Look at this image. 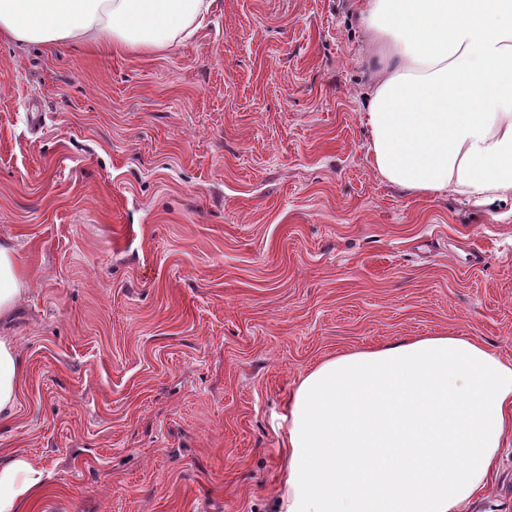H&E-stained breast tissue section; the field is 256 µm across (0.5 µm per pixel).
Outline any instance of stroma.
I'll use <instances>...</instances> for the list:
<instances>
[{
	"label": "stroma",
	"instance_id": "1",
	"mask_svg": "<svg viewBox=\"0 0 512 512\" xmlns=\"http://www.w3.org/2000/svg\"><path fill=\"white\" fill-rule=\"evenodd\" d=\"M356 0H215L150 54L0 33V243L28 291L0 448L31 512H274L282 416L341 353L512 361V204L384 180ZM468 512H512V446ZM32 462L0 452V512H29V504L46 483Z\"/></svg>",
	"mask_w": 512,
	"mask_h": 512
}]
</instances>
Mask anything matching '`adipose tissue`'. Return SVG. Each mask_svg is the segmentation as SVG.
Instances as JSON below:
<instances>
[{"mask_svg":"<svg viewBox=\"0 0 512 512\" xmlns=\"http://www.w3.org/2000/svg\"><path fill=\"white\" fill-rule=\"evenodd\" d=\"M211 0H0V33L151 52L201 27ZM373 83L363 121L389 183L477 205L512 200V0H361ZM27 281L0 244V321ZM26 366L0 335V425ZM277 512H465L512 436V363L480 343L422 336L340 354L288 401ZM46 483L0 453V512H29Z\"/></svg>","mask_w":512,"mask_h":512,"instance_id":"1","label":"adipose tissue"}]
</instances>
